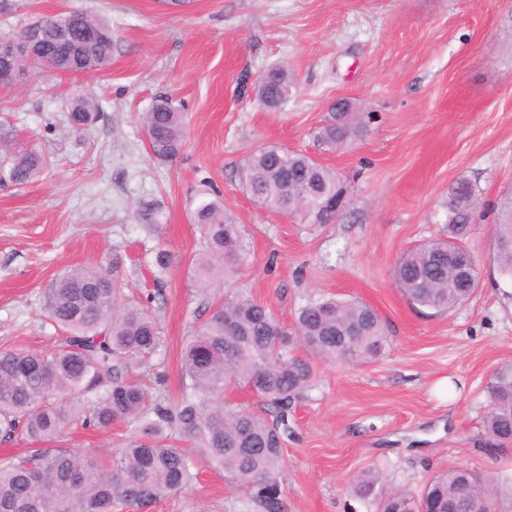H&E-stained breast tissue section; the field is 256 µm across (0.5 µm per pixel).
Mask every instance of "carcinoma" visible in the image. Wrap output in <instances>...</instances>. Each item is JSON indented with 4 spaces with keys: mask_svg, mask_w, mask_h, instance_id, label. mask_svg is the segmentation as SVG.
I'll return each instance as SVG.
<instances>
[{
    "mask_svg": "<svg viewBox=\"0 0 512 512\" xmlns=\"http://www.w3.org/2000/svg\"><path fill=\"white\" fill-rule=\"evenodd\" d=\"M62 25L74 36L53 58L21 57L15 64L67 74L108 67L114 43L104 20L79 10L47 16L40 38L55 44ZM294 85L288 67H271L258 83V98L280 109ZM100 109L95 96L80 95L71 103L70 120L83 130ZM143 127L152 154L168 159L182 145L185 114L162 97L144 114ZM360 129L361 113H335L314 139L336 150ZM49 166L35 150L6 149L0 183L26 182ZM246 183L260 205L286 214L299 202L314 213L328 210L348 190L334 169L278 144L250 156ZM478 197L470 180L457 179L445 202L447 235L411 247L396 263L393 279L411 303L447 312L477 292L480 279H466L448 254L470 252L466 240ZM137 216L143 227L160 232L156 206L142 205ZM193 223L202 244L195 285L207 296L236 277L248 241L209 188L200 195ZM493 237V263L500 276L512 279V201L498 214ZM214 307L184 341L181 397L174 402L160 392L150 398L141 384L119 376L131 364L158 368L164 362L166 340L150 306L129 298L111 270L63 273L45 303L49 320L65 333L63 346L48 353L0 352V438L40 445L28 458L0 461V512H151L158 500L193 482L199 459L245 488L261 512H284L279 475L288 418L314 385L311 363L295 350L301 347L325 364L362 366L383 355L387 327L366 303L335 296L309 300L291 329L240 288ZM252 384L268 412L224 403L225 390ZM65 390L81 400H60ZM486 393L485 432L492 445L511 448V363L495 369ZM118 420L134 424L135 435L107 462L86 449L42 447L71 422L104 429ZM378 482L379 474L368 469L353 483L357 497L375 498L376 512H512V474L506 470L483 477L450 466L427 482L417 501L401 489L378 498Z\"/></svg>",
    "mask_w": 512,
    "mask_h": 512,
    "instance_id": "carcinoma-1",
    "label": "carcinoma"
}]
</instances>
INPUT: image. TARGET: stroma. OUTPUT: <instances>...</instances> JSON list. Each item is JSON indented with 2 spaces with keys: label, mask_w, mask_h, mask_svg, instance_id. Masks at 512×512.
I'll list each match as a JSON object with an SVG mask.
<instances>
[{
  "label": "stroma",
  "mask_w": 512,
  "mask_h": 512,
  "mask_svg": "<svg viewBox=\"0 0 512 512\" xmlns=\"http://www.w3.org/2000/svg\"><path fill=\"white\" fill-rule=\"evenodd\" d=\"M70 10L111 24L110 66L74 76L34 67L24 83L0 87V124L14 128V147L51 162L28 182L0 185V351L59 348L47 292L69 269L113 266L127 293L150 298L169 343L164 385L138 366L123 375L179 399L183 341L208 314L191 274L201 248L192 212L208 183L249 241L238 287L281 322L334 295L365 302L390 330L372 364L313 361L315 385L284 444L286 512H374L352 494L366 468L379 472V492L414 495L451 465L502 471L512 449L490 452L482 419L491 374L512 362V281L492 270V226L512 198V0H13L0 33ZM281 64L296 87L271 111L256 86ZM78 93L101 103L81 132L68 122ZM162 95L186 115L183 147L167 162L153 157L142 124ZM340 98L359 107L365 127L325 153L313 133ZM268 143L342 176L350 195L335 223L305 224L254 202L245 163ZM461 177L481 202L467 240L480 287L438 314L409 303L392 271L409 248L443 236V203ZM142 202L159 205L161 238L138 223ZM159 242L173 254L160 278ZM132 431L69 426L54 445L107 458ZM245 496L203 465L152 512H244Z\"/></svg>",
  "instance_id": "stroma-1"
}]
</instances>
